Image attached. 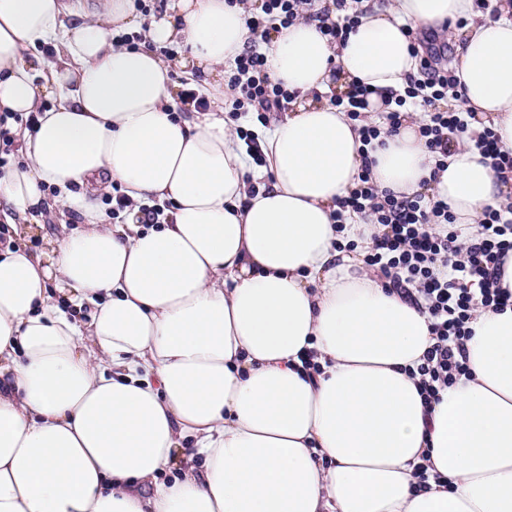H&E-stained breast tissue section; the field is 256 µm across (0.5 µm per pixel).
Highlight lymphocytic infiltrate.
<instances>
[{"mask_svg": "<svg viewBox=\"0 0 512 512\" xmlns=\"http://www.w3.org/2000/svg\"><path fill=\"white\" fill-rule=\"evenodd\" d=\"M360 0H260V8L247 20L251 37L228 73L224 119L241 139L254 144L253 133L240 127L243 115L256 113L268 123L271 113L287 111L293 94L273 82L266 68L263 45L271 36L296 21L317 22L330 43H344L359 19ZM410 48L417 52L416 74L403 90L384 98L386 109L379 121L366 119L367 86L354 84L341 95H331L332 105L343 108L358 123L366 150L382 139L397 135L408 113L423 115L419 135L429 151L434 172L448 166L453 147L466 144L490 162L495 176H512V151L502 149L491 128L471 133L476 114L471 110L441 108L457 79L447 60L448 41L438 32H409ZM358 214L371 233L373 245L365 254L366 267L381 276L390 290L427 312L433 343L418 367L421 390L428 401L467 372L465 343L476 309L504 310L512 304V290L500 281L512 258V204L486 209L476 228L456 223L446 202L426 194L412 196L379 190L370 166H363L350 195L339 201L334 214L343 223L345 212Z\"/></svg>", "mask_w": 512, "mask_h": 512, "instance_id": "1", "label": "lymphocytic infiltrate"}]
</instances>
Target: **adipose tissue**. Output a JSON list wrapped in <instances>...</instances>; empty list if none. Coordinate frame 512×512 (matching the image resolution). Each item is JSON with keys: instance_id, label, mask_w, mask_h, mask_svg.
<instances>
[{"instance_id": "ef3b65f1", "label": "adipose tissue", "mask_w": 512, "mask_h": 512, "mask_svg": "<svg viewBox=\"0 0 512 512\" xmlns=\"http://www.w3.org/2000/svg\"><path fill=\"white\" fill-rule=\"evenodd\" d=\"M497 9L367 0L346 44L313 22L274 34L268 72L298 97L258 166L224 120L244 6L0 0V112L40 115L7 122L19 157L0 169L16 235L0 250V512H512V306L476 313L467 375L425 403L409 370L428 314L364 267L358 216L331 219L362 143L325 99L338 81L402 89L408 30L464 17L454 105L512 149V6ZM120 31L150 48L113 46ZM155 44L188 47L208 111H177ZM418 126L371 152L379 189L445 201L460 224L512 202L468 146L433 173ZM116 187L132 205L115 222ZM157 201L166 223H143ZM48 209L58 231L32 251L18 235ZM189 443L201 465L179 464Z\"/></svg>"}]
</instances>
